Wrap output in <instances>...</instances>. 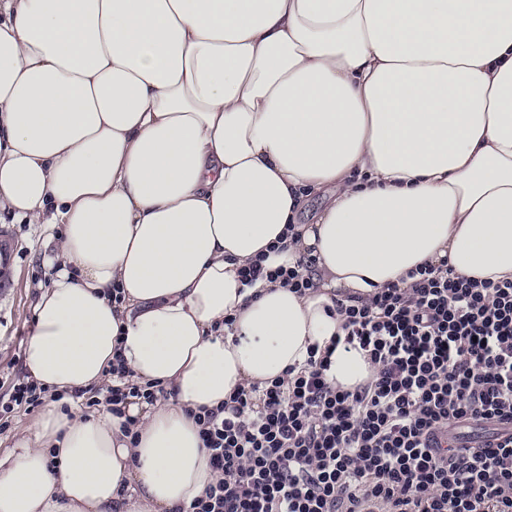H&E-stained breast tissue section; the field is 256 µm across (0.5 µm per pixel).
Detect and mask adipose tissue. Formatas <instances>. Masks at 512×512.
<instances>
[{"label": "adipose tissue", "mask_w": 512, "mask_h": 512, "mask_svg": "<svg viewBox=\"0 0 512 512\" xmlns=\"http://www.w3.org/2000/svg\"><path fill=\"white\" fill-rule=\"evenodd\" d=\"M1 212L62 227L29 380L85 391L118 352L170 395L135 441L47 403L0 512L189 507L216 478L193 411L343 336L337 302L425 262L512 279V0H0ZM263 250L315 288L243 285ZM373 374L340 345L327 377Z\"/></svg>", "instance_id": "adipose-tissue-1"}]
</instances>
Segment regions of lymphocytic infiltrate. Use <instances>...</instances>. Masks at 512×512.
Wrapping results in <instances>:
<instances>
[{"label":"lymphocytic infiltrate","instance_id":"1","mask_svg":"<svg viewBox=\"0 0 512 512\" xmlns=\"http://www.w3.org/2000/svg\"><path fill=\"white\" fill-rule=\"evenodd\" d=\"M240 271L298 294L314 288L310 261ZM407 286L338 305L345 345L375 372L349 391L326 372L333 346L313 348L301 368L243 386L195 419L216 480L173 512H512V280L459 276L426 262ZM89 406L123 418L167 398L130 383L123 364ZM492 435L474 445L472 426Z\"/></svg>","mask_w":512,"mask_h":512}]
</instances>
